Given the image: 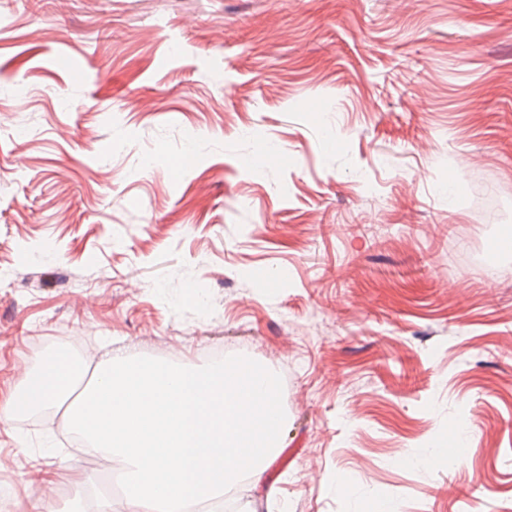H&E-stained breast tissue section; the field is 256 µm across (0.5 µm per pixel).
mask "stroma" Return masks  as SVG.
<instances>
[{
	"label": "stroma",
	"instance_id": "35a3bbf8",
	"mask_svg": "<svg viewBox=\"0 0 512 512\" xmlns=\"http://www.w3.org/2000/svg\"><path fill=\"white\" fill-rule=\"evenodd\" d=\"M510 235L512 0H0V394L72 336L258 361L286 421L223 512H512ZM70 440L0 420V512L95 503Z\"/></svg>",
	"mask_w": 512,
	"mask_h": 512
}]
</instances>
